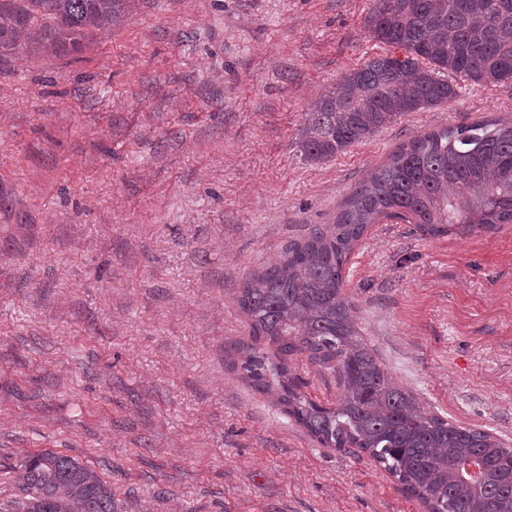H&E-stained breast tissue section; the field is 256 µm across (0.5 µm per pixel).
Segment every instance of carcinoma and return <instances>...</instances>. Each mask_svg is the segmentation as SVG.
<instances>
[{
  "instance_id": "1",
  "label": "carcinoma",
  "mask_w": 512,
  "mask_h": 512,
  "mask_svg": "<svg viewBox=\"0 0 512 512\" xmlns=\"http://www.w3.org/2000/svg\"><path fill=\"white\" fill-rule=\"evenodd\" d=\"M131 0H0V51L21 44L54 55L128 16ZM376 41L405 51L346 73L308 112L301 152L322 162L379 128L457 95L441 74L475 84L512 82V0H376ZM473 235L512 223V121L426 132L401 145L344 200L330 224L312 225L238 296L250 343L239 369L326 448L379 463L429 512H512V446L420 409L361 338L344 291L349 257L374 224ZM307 355L336 375L335 403L306 396L289 360ZM21 512H114L112 487L76 459L29 454L16 473Z\"/></svg>"
}]
</instances>
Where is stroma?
<instances>
[{"label": "stroma", "instance_id": "1", "mask_svg": "<svg viewBox=\"0 0 512 512\" xmlns=\"http://www.w3.org/2000/svg\"><path fill=\"white\" fill-rule=\"evenodd\" d=\"M134 3L88 49L0 53V512L42 450L97 472L115 512H426L233 369L237 296L401 144L512 118V83L448 74L453 99L313 163L311 103L390 52L376 0ZM345 277L393 381L512 444V224H375ZM290 369L337 400L333 373Z\"/></svg>", "mask_w": 512, "mask_h": 512}]
</instances>
